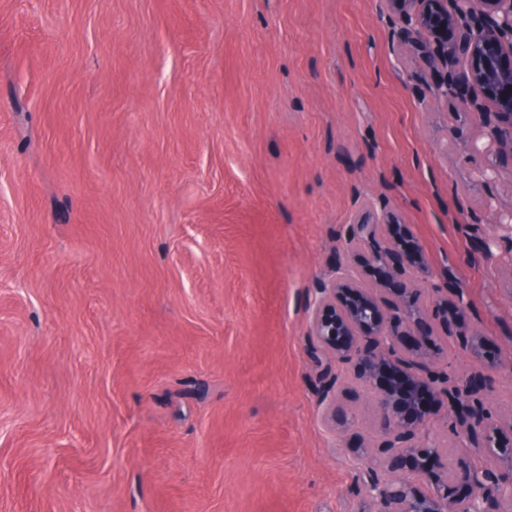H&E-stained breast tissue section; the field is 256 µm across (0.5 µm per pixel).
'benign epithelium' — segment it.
I'll return each instance as SVG.
<instances>
[{
  "label": "benign epithelium",
  "instance_id": "obj_1",
  "mask_svg": "<svg viewBox=\"0 0 512 512\" xmlns=\"http://www.w3.org/2000/svg\"><path fill=\"white\" fill-rule=\"evenodd\" d=\"M391 22L395 57L414 73L434 77L435 99L479 130L469 145V183L493 182L500 160L512 157V0H383ZM400 223L393 211L362 206L344 238L351 253L381 241L373 262L378 284L359 283L345 271L318 290L309 316L313 352L336 363L322 401L326 419L345 437L355 414L339 398L344 375H353L368 398L375 441L356 447L368 475L371 508L359 512H500L512 496V418L492 413L485 399L497 367L484 362L482 334L467 316L461 295L448 296L432 282L425 251L409 254L383 228ZM397 286L398 301L386 291ZM425 296L419 302L415 292ZM445 334L463 337L472 363L448 390L439 359L411 339L427 318ZM454 424V436L480 449L459 456L452 467L429 439L430 425Z\"/></svg>",
  "mask_w": 512,
  "mask_h": 512
}]
</instances>
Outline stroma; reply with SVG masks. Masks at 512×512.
I'll use <instances>...</instances> for the list:
<instances>
[{
  "mask_svg": "<svg viewBox=\"0 0 512 512\" xmlns=\"http://www.w3.org/2000/svg\"><path fill=\"white\" fill-rule=\"evenodd\" d=\"M379 0H0V512H357L324 420L316 288L356 202L463 293L512 414V159L407 78ZM468 192L467 223L454 197Z\"/></svg>",
  "mask_w": 512,
  "mask_h": 512,
  "instance_id": "obj_1",
  "label": "stroma"
}]
</instances>
